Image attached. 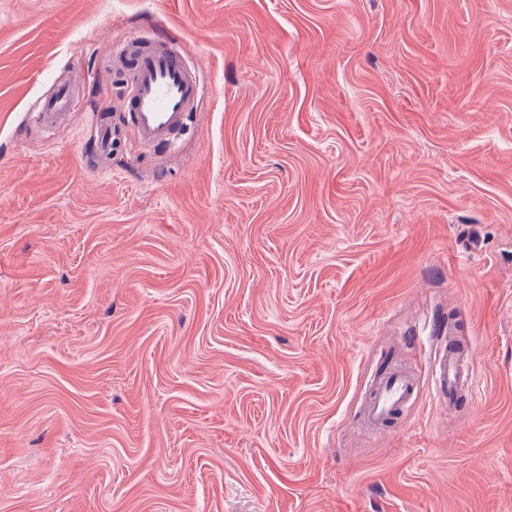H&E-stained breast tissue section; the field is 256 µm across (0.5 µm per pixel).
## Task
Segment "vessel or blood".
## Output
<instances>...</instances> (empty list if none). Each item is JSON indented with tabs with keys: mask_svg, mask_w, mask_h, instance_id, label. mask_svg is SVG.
I'll use <instances>...</instances> for the list:
<instances>
[{
	"mask_svg": "<svg viewBox=\"0 0 512 512\" xmlns=\"http://www.w3.org/2000/svg\"><path fill=\"white\" fill-rule=\"evenodd\" d=\"M108 56L114 70L132 75L122 109L129 113L139 141L156 148L172 147L176 133L188 125L196 110L200 95L197 69L171 39L153 32L114 41ZM72 103L69 92L61 91L41 105L38 116L53 124ZM430 371L439 401L451 406L459 389L474 384L472 353L452 339L442 344ZM414 401L413 374L399 364H389L370 384L361 426L370 433H381Z\"/></svg>",
	"mask_w": 512,
	"mask_h": 512,
	"instance_id": "obj_1",
	"label": "vessel or blood"
}]
</instances>
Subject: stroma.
Instances as JSON below:
<instances>
[{
	"label": "stroma",
	"instance_id": "stroma-1",
	"mask_svg": "<svg viewBox=\"0 0 512 512\" xmlns=\"http://www.w3.org/2000/svg\"><path fill=\"white\" fill-rule=\"evenodd\" d=\"M143 30L203 85L167 150ZM0 512H512V0H0ZM112 68L132 74L131 89L122 98L139 141L171 148L175 135L188 125L200 95L198 70L171 39L140 32L114 41L109 48ZM73 100L67 90H62L55 99L45 101L39 110L38 117L46 124H53L64 111L72 106ZM441 352L435 355L430 371L437 387L438 400L456 408V395L465 385L473 391L472 353L448 335V342L440 344ZM414 401V375L403 366L391 362L375 375L370 384V395L360 427L372 434H379Z\"/></svg>",
	"mask_w": 512,
	"mask_h": 512
}]
</instances>
